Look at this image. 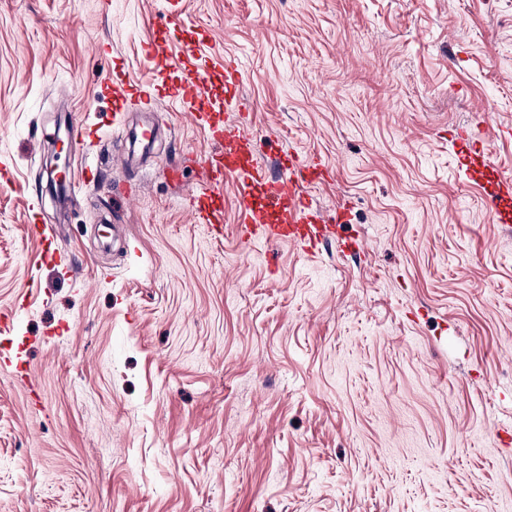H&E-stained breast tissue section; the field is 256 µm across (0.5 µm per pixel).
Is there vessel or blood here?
Wrapping results in <instances>:
<instances>
[{
  "mask_svg": "<svg viewBox=\"0 0 512 512\" xmlns=\"http://www.w3.org/2000/svg\"><path fill=\"white\" fill-rule=\"evenodd\" d=\"M147 59L158 73L167 96L175 98L182 111L188 112L193 122L204 128L213 145L212 150L203 155L209 178L191 192L192 221L223 234L224 211L220 199L224 180L231 177L238 183L237 204L243 221L237 225L236 232L243 243L282 242L305 254H315L326 231L319 222L317 210L304 201V188L314 180L329 178L330 170L320 159L295 158L278 176L267 175L254 151L246 121L223 125L214 118L215 106L207 96L210 73L206 63L196 62L187 74H180L165 41L152 43ZM111 92L115 106H133L144 112L154 109V100L144 86L116 78L112 81ZM96 138V129L82 121H73L67 128L66 142L72 148L88 149ZM30 232L42 243L51 245L52 264L63 275H71L74 259L66 249L57 246L55 228L34 224Z\"/></svg>",
  "mask_w": 512,
  "mask_h": 512,
  "instance_id": "b4317fda",
  "label": "vessel or blood"
}]
</instances>
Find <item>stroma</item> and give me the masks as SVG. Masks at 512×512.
<instances>
[{"label":"stroma","mask_w":512,"mask_h":512,"mask_svg":"<svg viewBox=\"0 0 512 512\" xmlns=\"http://www.w3.org/2000/svg\"><path fill=\"white\" fill-rule=\"evenodd\" d=\"M163 38L214 98L237 66L270 173L332 167L315 256L243 245L231 179L223 236L193 223L211 145L168 97L113 126L101 81L155 84ZM61 117L99 135L43 205L70 278L28 233ZM461 127L512 174V0H0V313L28 297L33 342L31 383L0 370V512H512V223Z\"/></svg>","instance_id":"1"}]
</instances>
